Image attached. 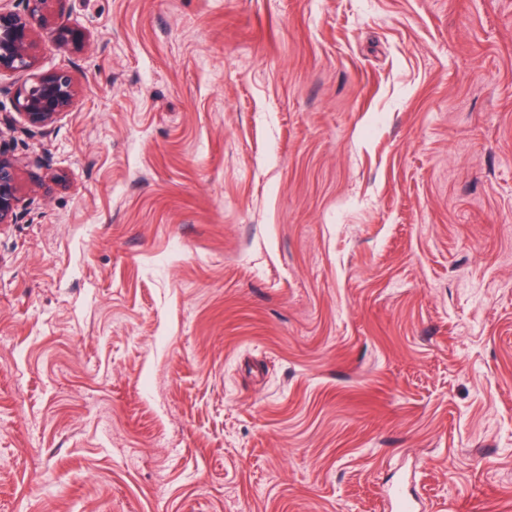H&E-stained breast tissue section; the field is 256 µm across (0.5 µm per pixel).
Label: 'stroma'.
Wrapping results in <instances>:
<instances>
[{
    "label": "stroma",
    "mask_w": 512,
    "mask_h": 512,
    "mask_svg": "<svg viewBox=\"0 0 512 512\" xmlns=\"http://www.w3.org/2000/svg\"><path fill=\"white\" fill-rule=\"evenodd\" d=\"M0 224V512H512V0H68Z\"/></svg>",
    "instance_id": "obj_1"
}]
</instances>
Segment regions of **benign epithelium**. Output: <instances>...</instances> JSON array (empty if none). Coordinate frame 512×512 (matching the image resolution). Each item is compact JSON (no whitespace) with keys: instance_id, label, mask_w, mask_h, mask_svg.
I'll return each mask as SVG.
<instances>
[{"instance_id":"7a95c632","label":"benign epithelium","mask_w":512,"mask_h":512,"mask_svg":"<svg viewBox=\"0 0 512 512\" xmlns=\"http://www.w3.org/2000/svg\"><path fill=\"white\" fill-rule=\"evenodd\" d=\"M66 0H19L21 7L0 6V77L28 74L16 89L15 106L34 128L46 127L72 110L78 84L69 71L36 73L37 57L50 43L67 51L84 41V35L61 22ZM19 161L0 154V224L17 219Z\"/></svg>"}]
</instances>
